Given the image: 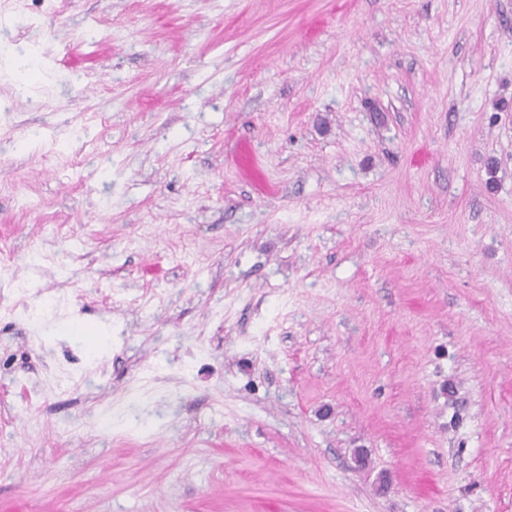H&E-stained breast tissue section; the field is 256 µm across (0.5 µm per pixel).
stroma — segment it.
Segmentation results:
<instances>
[{
    "instance_id": "obj_1",
    "label": "stroma",
    "mask_w": 512,
    "mask_h": 512,
    "mask_svg": "<svg viewBox=\"0 0 512 512\" xmlns=\"http://www.w3.org/2000/svg\"><path fill=\"white\" fill-rule=\"evenodd\" d=\"M8 5L0 512H512V0Z\"/></svg>"
}]
</instances>
